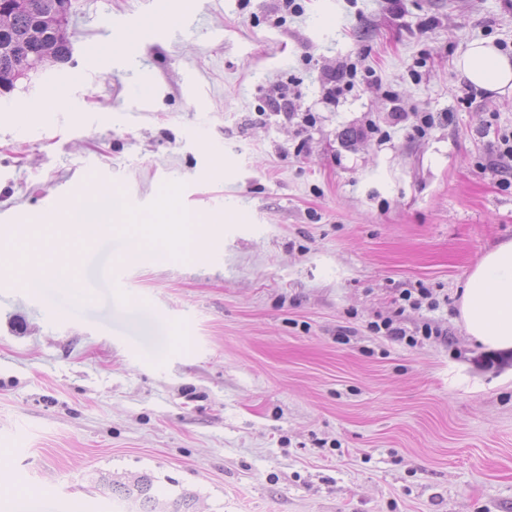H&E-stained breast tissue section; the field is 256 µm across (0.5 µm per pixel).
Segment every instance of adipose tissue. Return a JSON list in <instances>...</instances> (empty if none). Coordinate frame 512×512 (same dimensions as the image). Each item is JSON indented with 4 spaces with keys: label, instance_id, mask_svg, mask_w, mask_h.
I'll list each match as a JSON object with an SVG mask.
<instances>
[{
    "label": "adipose tissue",
    "instance_id": "1",
    "mask_svg": "<svg viewBox=\"0 0 512 512\" xmlns=\"http://www.w3.org/2000/svg\"><path fill=\"white\" fill-rule=\"evenodd\" d=\"M462 79L489 93L512 90V56L493 40L470 41L454 61ZM67 244L82 242L88 234L105 235L118 224H141L128 262L160 265L172 256L200 257L207 245L206 217L183 210L175 194H168L150 213L134 215L128 202L115 191L90 190L69 207ZM25 230L0 241V271L24 277L33 257ZM461 323L468 336L486 348L512 350V240L487 251L467 276L459 300Z\"/></svg>",
    "mask_w": 512,
    "mask_h": 512
}]
</instances>
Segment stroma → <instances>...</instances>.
I'll return each instance as SVG.
<instances>
[{
    "instance_id": "stroma-1",
    "label": "stroma",
    "mask_w": 512,
    "mask_h": 512,
    "mask_svg": "<svg viewBox=\"0 0 512 512\" xmlns=\"http://www.w3.org/2000/svg\"><path fill=\"white\" fill-rule=\"evenodd\" d=\"M302 5L186 0L168 39L102 75L83 45L149 2L71 0V61L0 95V219L51 215L62 239L95 180L134 211L172 191L218 222L200 258L129 262L113 283L124 234L56 252L93 293L72 318L0 287V461L60 512H134L100 479L141 474L163 499L192 494L193 512H512V356L458 312L471 269L512 239V188L479 168L512 130V94L459 103L454 66L475 38L512 55V14L503 0ZM345 60L380 82L326 102ZM62 79L72 100L15 121ZM288 80L287 120L270 100ZM391 90L432 113L425 137L393 124ZM407 288L437 307L400 308ZM388 317L443 335L374 334Z\"/></svg>"
}]
</instances>
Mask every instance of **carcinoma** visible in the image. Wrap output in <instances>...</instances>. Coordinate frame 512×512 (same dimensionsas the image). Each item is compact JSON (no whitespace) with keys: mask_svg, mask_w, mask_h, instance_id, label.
<instances>
[{"mask_svg":"<svg viewBox=\"0 0 512 512\" xmlns=\"http://www.w3.org/2000/svg\"><path fill=\"white\" fill-rule=\"evenodd\" d=\"M66 0H11L0 12V89L9 92L18 72L32 62L51 58L66 63L72 57L71 44L64 26L58 21ZM112 497L134 501L140 512H165L166 503L153 492V477L143 474L105 480Z\"/></svg>","mask_w":512,"mask_h":512,"instance_id":"cac0c4a2","label":"carcinoma"}]
</instances>
